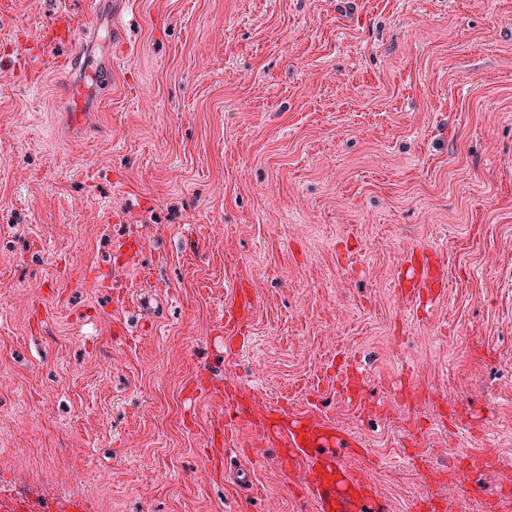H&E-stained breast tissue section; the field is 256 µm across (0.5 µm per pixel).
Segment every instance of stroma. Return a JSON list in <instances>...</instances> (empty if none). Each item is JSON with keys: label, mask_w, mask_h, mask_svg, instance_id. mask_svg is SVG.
<instances>
[{"label": "stroma", "mask_w": 512, "mask_h": 512, "mask_svg": "<svg viewBox=\"0 0 512 512\" xmlns=\"http://www.w3.org/2000/svg\"><path fill=\"white\" fill-rule=\"evenodd\" d=\"M473 410L512 413V0H0V512H317L281 411L445 512ZM440 467L448 468V512L458 511V504L469 499L462 496L459 491L457 482L451 472L455 467V458L452 455L448 456V459H440L438 461Z\"/></svg>", "instance_id": "1"}]
</instances>
